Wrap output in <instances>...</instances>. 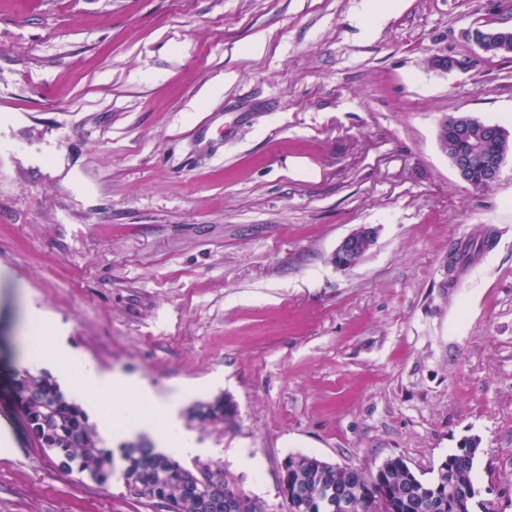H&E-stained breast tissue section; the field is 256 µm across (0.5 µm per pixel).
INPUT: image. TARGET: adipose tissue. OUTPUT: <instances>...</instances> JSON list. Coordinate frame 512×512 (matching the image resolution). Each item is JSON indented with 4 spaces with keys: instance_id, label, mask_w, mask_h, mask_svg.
Masks as SVG:
<instances>
[{
    "instance_id": "1",
    "label": "adipose tissue",
    "mask_w": 512,
    "mask_h": 512,
    "mask_svg": "<svg viewBox=\"0 0 512 512\" xmlns=\"http://www.w3.org/2000/svg\"><path fill=\"white\" fill-rule=\"evenodd\" d=\"M74 360L77 361L75 353L60 340L49 341L39 356H21L24 367L54 374L96 423L105 441L117 444L143 435L164 455L184 458L198 454L195 439L181 427L180 411L190 396L187 388L162 396L146 382L124 374L100 375L85 361H78V368H71Z\"/></svg>"
}]
</instances>
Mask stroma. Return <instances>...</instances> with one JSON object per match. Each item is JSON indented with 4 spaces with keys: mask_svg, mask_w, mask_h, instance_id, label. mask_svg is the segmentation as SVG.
I'll list each match as a JSON object with an SVG mask.
<instances>
[{
    "mask_svg": "<svg viewBox=\"0 0 512 512\" xmlns=\"http://www.w3.org/2000/svg\"><path fill=\"white\" fill-rule=\"evenodd\" d=\"M359 3L0 0V383L29 298L99 372L230 395L229 423L181 410L185 463L266 512L288 455L427 479L469 442L512 512V155L477 189L437 142L450 114L512 132V54L470 38L512 0H400L369 39ZM2 433L0 512H164L64 471L0 391ZM378 238V229L369 225H362L345 236L336 246L331 260L343 268L356 266L361 259L371 251Z\"/></svg>",
    "mask_w": 512,
    "mask_h": 512,
    "instance_id": "1",
    "label": "stroma"
}]
</instances>
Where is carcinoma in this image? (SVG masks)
Instances as JSON below:
<instances>
[{
    "instance_id": "cac0c4a2",
    "label": "carcinoma",
    "mask_w": 512,
    "mask_h": 512,
    "mask_svg": "<svg viewBox=\"0 0 512 512\" xmlns=\"http://www.w3.org/2000/svg\"><path fill=\"white\" fill-rule=\"evenodd\" d=\"M483 141L489 142L490 150L499 157L512 153V133L494 135L484 125L467 127V142L459 148ZM11 395L35 445L51 452L62 469L85 473L102 485L112 479L114 459L102 447L96 426L48 373L26 371L17 375ZM234 412L236 404L223 395L200 402L191 410L201 422L223 421ZM476 457L474 451L458 449L438 465L432 478L424 480L400 457L385 460L377 475L373 470L336 466L316 456L290 455L285 482L289 486L299 484L303 490L288 501L289 512H327L323 497L331 488L341 493L350 490L352 507L348 512H448V501L462 504L479 493L471 479ZM122 460L124 488L139 502L155 504L165 512H200L201 505L213 500L206 479L216 477L238 495L244 512H255L250 508L255 498L218 466L196 463L187 467L150 446L133 444L122 447Z\"/></svg>"
}]
</instances>
